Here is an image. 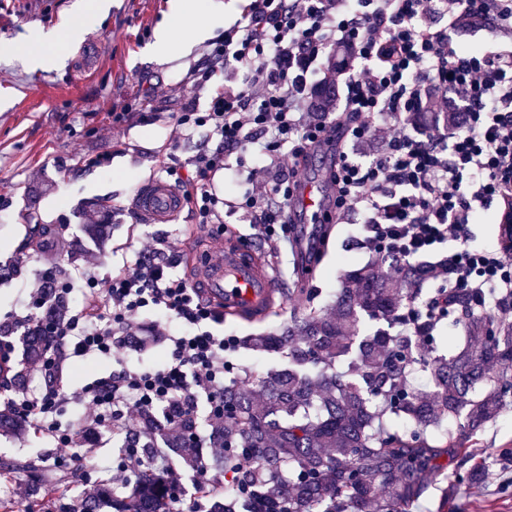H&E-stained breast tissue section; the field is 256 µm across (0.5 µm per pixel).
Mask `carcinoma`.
<instances>
[{
	"label": "carcinoma",
	"mask_w": 512,
	"mask_h": 512,
	"mask_svg": "<svg viewBox=\"0 0 512 512\" xmlns=\"http://www.w3.org/2000/svg\"><path fill=\"white\" fill-rule=\"evenodd\" d=\"M393 266L375 253L343 275L333 305L294 314L282 332L247 340L286 355L288 367L269 372L257 388L248 374L224 385V424L209 435L210 447L224 454L213 465L248 490L213 497L209 512H409L443 458L458 459L456 483H479L481 465H468L463 440L450 427L474 435L512 404V322L458 292L448 300V318L462 328L465 345L442 354L433 345L441 328L432 314L436 295L425 291L430 266ZM411 305L426 346L392 331ZM20 341L29 361L55 345L36 324ZM25 383L24 370L0 359V386ZM23 431L22 421L0 410L1 434ZM140 437L138 448L151 462L122 493L103 482L55 510L62 495L51 488L62 485L30 459L0 461V480L32 484L20 512H177L165 468L154 464L157 440L193 470L202 447L151 413L143 415Z\"/></svg>",
	"instance_id": "cac0c4a2"
}]
</instances>
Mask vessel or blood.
Listing matches in <instances>:
<instances>
[{"label":"vessel or blood","instance_id":"b4317fda","mask_svg":"<svg viewBox=\"0 0 512 512\" xmlns=\"http://www.w3.org/2000/svg\"><path fill=\"white\" fill-rule=\"evenodd\" d=\"M131 204L145 224H173L185 207L178 189L162 178L153 176L138 185ZM328 200L321 186H302L286 213L287 222L296 224L299 238L310 235L309 227L324 223ZM194 284L202 287L211 303L223 304L226 312L259 319L275 307L283 285L266 270L262 250L242 253L234 243H226L218 258L193 267Z\"/></svg>","mask_w":512,"mask_h":512}]
</instances>
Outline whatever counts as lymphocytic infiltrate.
<instances>
[{
  "instance_id": "obj_1",
  "label": "lymphocytic infiltrate",
  "mask_w": 512,
  "mask_h": 512,
  "mask_svg": "<svg viewBox=\"0 0 512 512\" xmlns=\"http://www.w3.org/2000/svg\"><path fill=\"white\" fill-rule=\"evenodd\" d=\"M441 17L447 26H438ZM462 33L476 39L470 52L456 49ZM207 60L190 71L195 94L181 100L173 128L179 138L208 128L217 145L189 158V172L166 169L199 223L237 214L273 248L290 244L285 212L302 170L330 140L335 162L326 178L337 220L361 214L366 244L400 263L452 246L436 272L442 290L492 301L498 317L512 320L503 303L512 296V250L475 244L472 231L495 221L493 205L512 195V0H247ZM222 69L233 77L216 81ZM430 102L450 113L449 127L405 132ZM244 148L258 162L239 174L233 198H220L210 180ZM179 264L167 240L155 237L134 263L110 272L106 286L94 268L61 278L51 264L30 287L14 327L45 323L77 359L110 356L150 311L185 328L169 337L160 365L123 369L71 392L57 355L36 364L45 388L9 406L53 439L55 466L95 457L101 432L131 435L135 415L157 410L172 425L194 422L202 396L209 423H223L224 352L237 339L217 334L223 312L201 300ZM75 292L80 307L42 320L52 294ZM14 327L0 331L2 357ZM68 403L84 407L88 439L61 422Z\"/></svg>"
}]
</instances>
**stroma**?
I'll return each mask as SVG.
<instances>
[{"mask_svg":"<svg viewBox=\"0 0 512 512\" xmlns=\"http://www.w3.org/2000/svg\"><path fill=\"white\" fill-rule=\"evenodd\" d=\"M76 2L0 0V327L18 314L24 290L45 267L43 255L26 246L35 226L65 235L67 246L55 258L62 273L72 276L92 266L101 278L133 260L142 241L153 237L166 238L183 260L203 259L250 231L233 216L229 234L219 235L189 207L174 224L139 222L128 205L136 185L159 174L161 163L176 167L217 145L204 128L171 141L175 99L184 93L179 82L205 62L208 46L200 44L192 56L173 63L148 60L146 49L168 0H112L104 18H85L79 41L55 45L60 66L37 68L12 52L21 37L73 17ZM136 100L151 103L148 121L113 127V111ZM100 155L104 163L95 164ZM100 211L112 226L102 247L84 232L89 216ZM299 254L283 249L269 259L268 269L285 288L288 310L301 312L310 303L332 304L341 276L365 263L370 251L355 215L321 238L312 272L299 266ZM157 320L144 314L134 336L109 358L66 360V387L160 362L165 344L154 331ZM465 446L484 470L479 488H459L466 512H512V407L467 437ZM53 451L50 438L31 429L20 437L0 435L2 460L34 459L47 467Z\"/></svg>","mask_w":512,"mask_h":512,"instance_id":"stroma-1","label":"stroma"}]
</instances>
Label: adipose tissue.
I'll list each match as a JSON object with an SVG mask.
<instances>
[{"mask_svg": "<svg viewBox=\"0 0 512 512\" xmlns=\"http://www.w3.org/2000/svg\"><path fill=\"white\" fill-rule=\"evenodd\" d=\"M226 9L223 0H169L148 56L158 62H171L190 55L223 26Z\"/></svg>", "mask_w": 512, "mask_h": 512, "instance_id": "obj_1", "label": "adipose tissue"}]
</instances>
